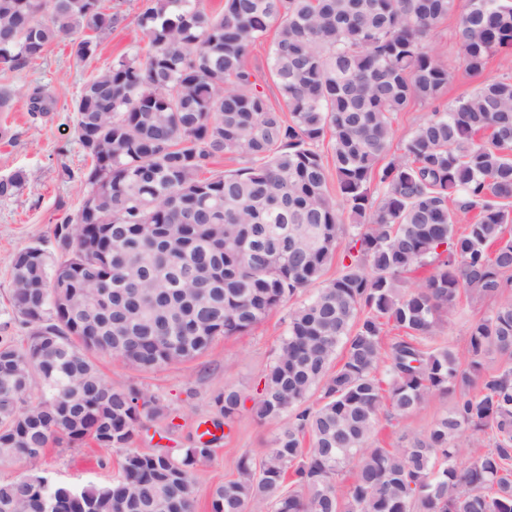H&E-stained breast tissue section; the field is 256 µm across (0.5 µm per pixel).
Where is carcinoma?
<instances>
[{"label":"carcinoma","instance_id":"carcinoma-1","mask_svg":"<svg viewBox=\"0 0 512 512\" xmlns=\"http://www.w3.org/2000/svg\"><path fill=\"white\" fill-rule=\"evenodd\" d=\"M101 2L0 0V67L21 71L62 38L93 58L120 22ZM455 7L224 0L215 13L201 0H146L147 52L113 60L75 102L91 159L66 172L85 190L78 213L55 225L53 256L29 246L10 260V305L28 334L0 336V465L24 471L0 482V512H41L51 497L61 512H194L210 442L131 449L161 401L106 381L93 354L143 371L191 360L309 289L253 406L288 425L260 464L241 455L211 512H512V367L485 366L512 357V75L440 103L448 61L431 39ZM456 28L467 73L494 54L512 70V0H466ZM271 31L280 109L246 66ZM30 103L43 113L53 100L36 87ZM422 104L432 112L389 156L394 115ZM221 157L240 167L205 176ZM25 181L22 169L1 178L0 197ZM339 248L341 269L325 280ZM430 258L431 274L403 286ZM55 282L73 287L71 306L54 299ZM462 292L495 300L471 325L465 367L442 336ZM387 325L404 335L384 341ZM448 394L455 405L420 439L371 442L382 411L407 416ZM245 400L224 388L217 418ZM466 430L490 431L492 446L463 463ZM63 439L126 449L119 476L55 482L35 449Z\"/></svg>","mask_w":512,"mask_h":512}]
</instances>
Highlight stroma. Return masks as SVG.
Wrapping results in <instances>:
<instances>
[{
  "mask_svg": "<svg viewBox=\"0 0 512 512\" xmlns=\"http://www.w3.org/2000/svg\"><path fill=\"white\" fill-rule=\"evenodd\" d=\"M103 3L121 21L94 58L77 60L69 42L58 40L24 70L0 71V86L14 93L11 111L0 112V178L18 169L26 173L19 192L0 198V336L21 339L26 335L10 310V257L30 245L52 250L55 224L75 214L82 199L79 183L65 175L66 170L91 163L75 133L74 105L82 86L120 55L134 53L147 43L136 23L145 0ZM38 86L54 98L50 111L43 114L29 110L28 95ZM289 312V306H282L248 332L216 339L201 356L153 371L138 370L118 358L98 357L107 379L158 396L167 411L166 417L146 422L135 438V448L152 453L193 446L200 425L214 419L213 399L224 387L255 397L260 376L287 332ZM454 402V396H437L410 416L380 415L374 439L386 448L410 444ZM283 426L280 420H258L245 408L228 425L216 429L215 453L199 471L195 512H210L212 489L236 477L241 454L260 461ZM121 457L118 448L93 442L72 447L63 442L46 449L43 467L53 480L81 487L112 481L120 471Z\"/></svg>",
  "mask_w": 512,
  "mask_h": 512,
  "instance_id": "obj_1",
  "label": "stroma"
}]
</instances>
